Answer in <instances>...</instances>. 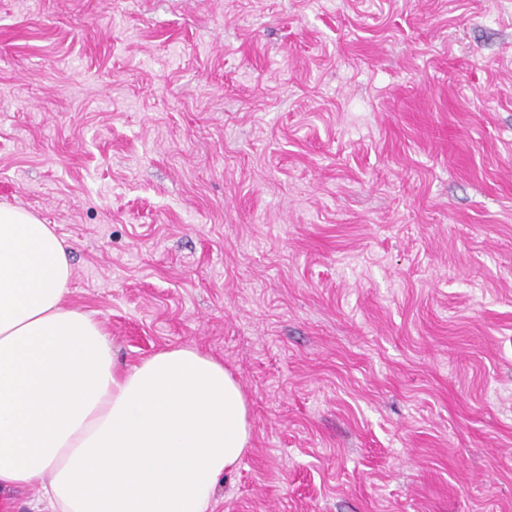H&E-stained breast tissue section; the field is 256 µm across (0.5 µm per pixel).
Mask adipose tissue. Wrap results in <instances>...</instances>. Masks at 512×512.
<instances>
[{"label": "adipose tissue", "instance_id": "1", "mask_svg": "<svg viewBox=\"0 0 512 512\" xmlns=\"http://www.w3.org/2000/svg\"><path fill=\"white\" fill-rule=\"evenodd\" d=\"M71 274L51 225L0 206V487L39 486L44 512H211L251 439L239 382L195 347L120 365Z\"/></svg>", "mask_w": 512, "mask_h": 512}]
</instances>
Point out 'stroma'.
Returning <instances> with one entry per match:
<instances>
[{"mask_svg":"<svg viewBox=\"0 0 512 512\" xmlns=\"http://www.w3.org/2000/svg\"><path fill=\"white\" fill-rule=\"evenodd\" d=\"M0 204L235 375L214 512H512V0H0Z\"/></svg>","mask_w":512,"mask_h":512,"instance_id":"obj_1","label":"stroma"}]
</instances>
